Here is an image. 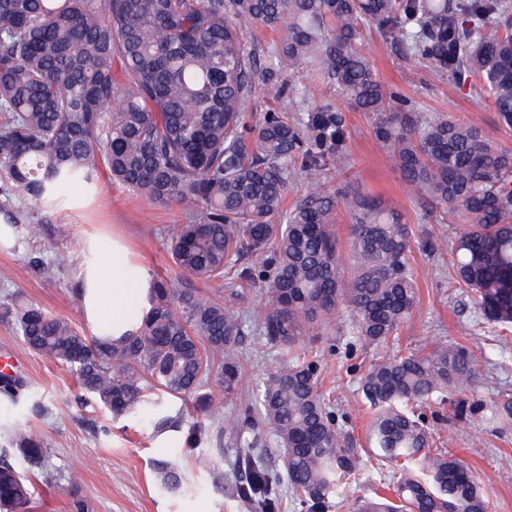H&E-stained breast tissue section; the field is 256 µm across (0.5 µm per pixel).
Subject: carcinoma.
I'll list each match as a JSON object with an SVG mask.
<instances>
[{"label":"carcinoma","instance_id":"cac0c4a2","mask_svg":"<svg viewBox=\"0 0 512 512\" xmlns=\"http://www.w3.org/2000/svg\"><path fill=\"white\" fill-rule=\"evenodd\" d=\"M286 30L272 72L310 61L350 106L375 118L374 133L407 186L448 207L454 280L490 325L512 324V151L474 125L429 118L400 100L392 110L368 58L357 49L375 29L448 83L471 85L512 127V0H0V212L37 235L48 204L107 174L158 206H181L167 227L173 275L153 281L140 329L119 342L88 336L18 296L0 302L35 353L75 370L84 395L114 417L137 413L150 388L179 399L156 402L158 432L179 431L184 411L212 417L217 384L227 415L194 421L191 447L236 448L234 490L251 512H276L270 463L254 451L268 432L281 449L287 491L306 512L357 483L374 457L393 468L386 495L358 498L353 512H490L473 471L443 448L417 408L464 392L471 351L437 343L373 362L362 379L371 410L370 449L345 443L336 410L318 391L320 356L302 344L344 306L353 338L384 345L419 298L410 270L413 230L380 198L347 183L323 187L347 160L341 112L288 111L244 122L259 73L244 28ZM320 186L286 204L296 175ZM352 224L343 260L336 216ZM258 290L253 319L265 363L261 385L245 387L243 321L224 299ZM23 389L0 376V395ZM482 413L503 430L512 398ZM15 451L44 465L47 448L23 428ZM178 465L161 463L168 489ZM30 478L0 462V509L22 512Z\"/></svg>","mask_w":512,"mask_h":512}]
</instances>
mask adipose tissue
I'll return each mask as SVG.
<instances>
[{
	"label": "adipose tissue",
	"mask_w": 512,
	"mask_h": 512,
	"mask_svg": "<svg viewBox=\"0 0 512 512\" xmlns=\"http://www.w3.org/2000/svg\"><path fill=\"white\" fill-rule=\"evenodd\" d=\"M83 270V310L98 335L119 338L136 331L149 307L151 282L120 240L92 241Z\"/></svg>",
	"instance_id": "obj_1"
}]
</instances>
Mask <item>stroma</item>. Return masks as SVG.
<instances>
[{"instance_id": "obj_1", "label": "stroma", "mask_w": 512, "mask_h": 512, "mask_svg": "<svg viewBox=\"0 0 512 512\" xmlns=\"http://www.w3.org/2000/svg\"><path fill=\"white\" fill-rule=\"evenodd\" d=\"M360 47L387 91L409 98L418 111L478 125L493 142L512 149V129L499 124L488 98L449 85L419 67L375 30L364 32ZM292 88L302 91L308 110L336 101L333 90L308 63L268 80L257 79L246 124L254 125L268 111H287ZM342 113L350 132L346 169L341 174L329 171L326 181L335 190L342 176H349L403 214L413 228L410 268L420 293L416 311L393 344L358 346L354 360H346L342 351L351 334L345 309L336 313L326 331L304 343L306 350L322 356L319 388L343 412L339 426L345 440L362 448L369 413L360 384L372 360L431 342L464 344L477 364V378L465 396L491 406L512 396V342H496L466 290L456 287L442 206L406 188L374 136L371 114L348 107ZM183 220L181 207L156 206L101 178L94 196L46 212L34 241L20 237L0 249V300L21 295L88 330L79 278L85 242L120 236L148 277L164 276L172 265L163 229ZM36 256L58 266V273L44 276L31 263ZM6 354L17 359L24 390L14 402L0 397V453L32 479L26 512H76L78 502L84 504V512H248L224 479L233 465V452H219L207 442L196 448L172 443L168 435L154 432L146 409L113 418L92 399L82 398L74 370L29 351L11 326L0 323V356ZM16 426L44 443L49 451L44 467L31 466L13 452ZM432 426L437 447L448 449L480 478L492 512H512V428L493 431L484 420L459 419L447 408L440 410ZM172 459L182 475V485L175 491L162 488L158 470L160 462Z\"/></svg>"}]
</instances>
